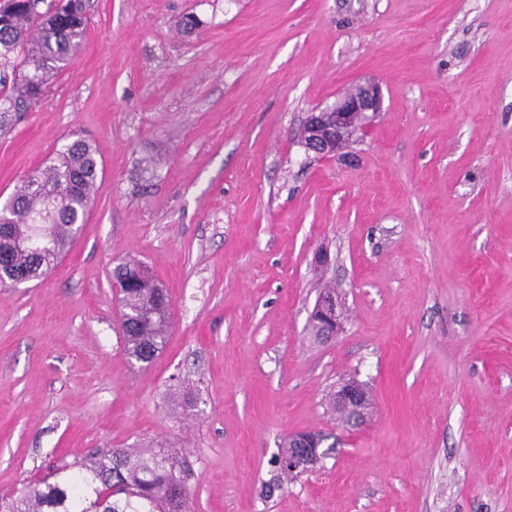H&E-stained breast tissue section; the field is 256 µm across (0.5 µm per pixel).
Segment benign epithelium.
I'll use <instances>...</instances> for the list:
<instances>
[{
    "label": "benign epithelium",
    "mask_w": 512,
    "mask_h": 512,
    "mask_svg": "<svg viewBox=\"0 0 512 512\" xmlns=\"http://www.w3.org/2000/svg\"><path fill=\"white\" fill-rule=\"evenodd\" d=\"M381 108V93L372 84L358 85L346 93L335 106L312 111L304 121L301 145L319 158L332 157L346 148L354 138L365 135L367 113ZM343 316L334 294H320L311 313V323L319 338L330 339L342 328ZM336 409L349 413L348 423L364 421L370 405L365 388L349 379L337 386L333 394ZM323 439L314 431L298 432L288 437V472L304 474L321 462Z\"/></svg>",
    "instance_id": "7a95c632"
}]
</instances>
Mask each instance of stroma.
I'll return each instance as SVG.
<instances>
[{
	"label": "stroma",
	"instance_id": "stroma-1",
	"mask_svg": "<svg viewBox=\"0 0 512 512\" xmlns=\"http://www.w3.org/2000/svg\"><path fill=\"white\" fill-rule=\"evenodd\" d=\"M88 4L82 51L0 134L6 194L78 138L104 166L53 272L0 286V497L164 446L191 512H512V0ZM365 82L368 134L308 153V113ZM130 257L173 304L144 369L111 287ZM348 378L372 400L353 430L329 406ZM304 430L333 449L284 480ZM342 320L335 295L330 292L320 294L311 313V323L319 333V338L330 339L336 336L342 328Z\"/></svg>",
	"mask_w": 512,
	"mask_h": 512
}]
</instances>
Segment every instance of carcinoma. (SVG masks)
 I'll return each instance as SVG.
<instances>
[{
    "label": "carcinoma",
    "mask_w": 512,
    "mask_h": 512,
    "mask_svg": "<svg viewBox=\"0 0 512 512\" xmlns=\"http://www.w3.org/2000/svg\"><path fill=\"white\" fill-rule=\"evenodd\" d=\"M87 32L84 0H13L0 14V115L43 95L47 81L70 64ZM102 164L76 139L48 165L0 200V284L48 275L70 250L102 188ZM121 331L129 359L151 365L172 323V304L149 267L135 259L113 269ZM177 453L112 448L50 466L25 494L0 502V512H189Z\"/></svg>",
    "instance_id": "1"
}]
</instances>
